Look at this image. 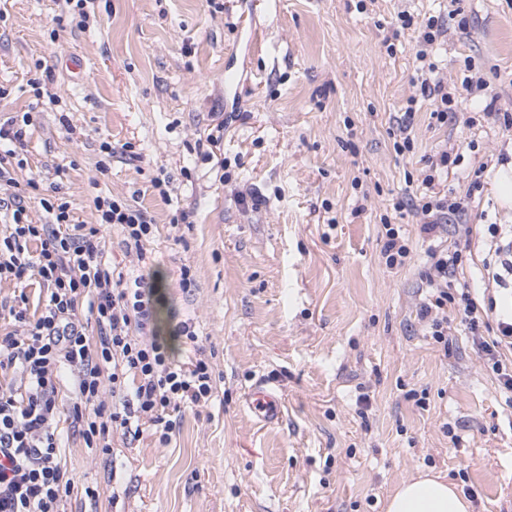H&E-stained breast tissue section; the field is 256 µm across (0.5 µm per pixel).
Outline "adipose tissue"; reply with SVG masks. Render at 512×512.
Wrapping results in <instances>:
<instances>
[{
  "label": "adipose tissue",
  "mask_w": 512,
  "mask_h": 512,
  "mask_svg": "<svg viewBox=\"0 0 512 512\" xmlns=\"http://www.w3.org/2000/svg\"><path fill=\"white\" fill-rule=\"evenodd\" d=\"M469 500L447 476L424 471L403 480L391 494L385 512H470Z\"/></svg>",
  "instance_id": "obj_1"
}]
</instances>
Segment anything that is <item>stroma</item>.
I'll return each mask as SVG.
<instances>
[{
    "label": "stroma",
    "mask_w": 512,
    "mask_h": 512,
    "mask_svg": "<svg viewBox=\"0 0 512 512\" xmlns=\"http://www.w3.org/2000/svg\"><path fill=\"white\" fill-rule=\"evenodd\" d=\"M220 2L92 0L88 27L58 34L56 0H0V125L33 111L27 174L58 184L79 224L94 223L99 195L146 208L159 227L144 271L163 296L155 328L180 359L173 319H194L216 353L218 399L185 411L168 445L117 437L109 463L69 436L70 512H385L398 484L428 469L471 490V512H512V406L472 336L456 328L445 349L420 319L426 245L412 214L395 219L411 261L390 269L381 255L393 199L447 146L460 160L440 190L471 197L470 223H505L491 186L470 193V174L512 147L477 92L435 123L412 84L413 31L391 53L385 36L399 11L439 17L449 85L485 77L512 111V0H460L457 15L450 0ZM73 57L83 79L66 67ZM39 60L59 104H33ZM228 67L237 89L224 86ZM408 107L414 147L399 155L389 129ZM229 112L248 118L226 127L219 167L195 143ZM162 169L164 196L150 183ZM247 188L265 203L238 205ZM179 208L193 227L177 245ZM261 379L282 400L278 423L245 407Z\"/></svg>",
    "instance_id": "obj_1"
}]
</instances>
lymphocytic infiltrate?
<instances>
[{
	"mask_svg": "<svg viewBox=\"0 0 512 512\" xmlns=\"http://www.w3.org/2000/svg\"><path fill=\"white\" fill-rule=\"evenodd\" d=\"M447 35L438 17L427 19L417 37L412 79L419 95L434 102L432 117L441 125L457 99L435 60V47ZM32 120L26 112L0 126V141L10 144L0 154V182L11 189L0 197V214L9 221L8 233L0 235V282L31 276L49 292L35 316L27 312L25 295L0 300V317L10 324L0 333V512H66L75 482L61 463V424L74 428L85 447L107 456L112 434L133 441L145 425L165 445L176 430L177 413L211 399L216 375L195 322L180 321L173 330L193 351L188 360H178L154 330L153 284L103 259L104 234L112 228L127 254L141 264L150 261L157 227L147 211L122 197L99 195L93 200L96 223L76 224L67 201L42 192L34 177L16 178V170L27 165L22 153ZM458 161L448 148L428 157L420 189L406 190L392 208L411 212L428 244L422 280L429 295L420 317L432 338L447 344L448 312L456 310L512 404V315L497 314L495 297L478 299L456 280L463 263L459 243L472 239L469 202L438 191L436 176ZM34 200L50 223L31 222ZM450 230L458 238L453 246L442 240ZM487 233L483 266L496 288L512 290V240H504L496 224ZM92 323L98 329L94 336L87 332ZM65 373L73 377L68 400L59 391Z\"/></svg>",
	"mask_w": 512,
	"mask_h": 512,
	"instance_id": "1",
	"label": "lymphocytic infiltrate"
}]
</instances>
